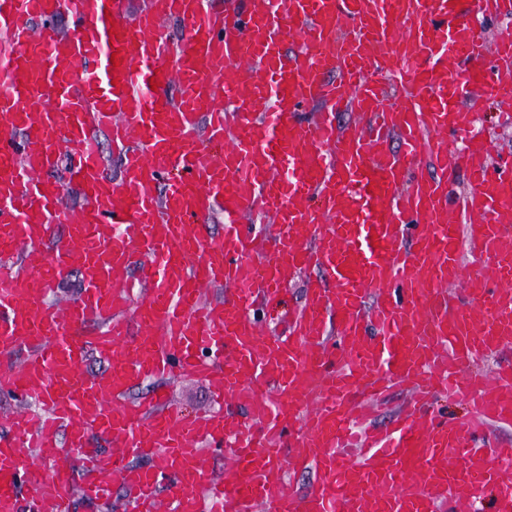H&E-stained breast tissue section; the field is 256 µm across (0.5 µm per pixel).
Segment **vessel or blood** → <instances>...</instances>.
Returning <instances> with one entry per match:
<instances>
[{"instance_id": "1", "label": "vessel or blood", "mask_w": 512, "mask_h": 512, "mask_svg": "<svg viewBox=\"0 0 512 512\" xmlns=\"http://www.w3.org/2000/svg\"><path fill=\"white\" fill-rule=\"evenodd\" d=\"M509 13L0 0V396L17 401L0 512H66L116 482L132 512H456L490 487L512 512V361L467 370L512 345V158L470 109L512 114V26L481 27ZM90 354L101 372L82 370ZM171 377L206 382L214 408L172 412L162 388L130 400ZM398 390L394 427L363 425L355 396ZM439 393L470 415L448 418ZM216 452L231 469L209 467ZM306 469L313 488L288 487Z\"/></svg>"}]
</instances>
